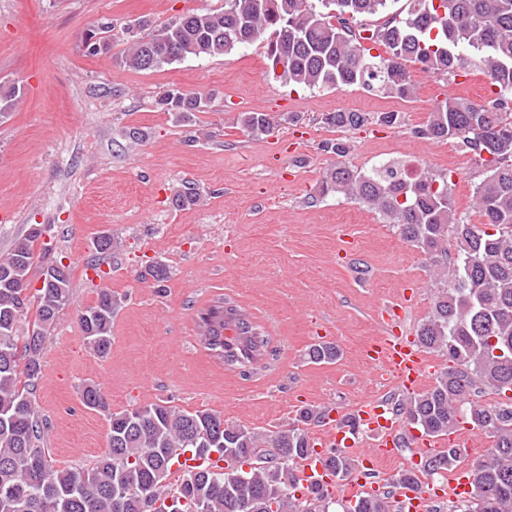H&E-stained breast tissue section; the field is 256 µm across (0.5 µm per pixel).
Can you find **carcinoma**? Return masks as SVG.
I'll list each match as a JSON object with an SVG mask.
<instances>
[{"mask_svg": "<svg viewBox=\"0 0 512 512\" xmlns=\"http://www.w3.org/2000/svg\"><path fill=\"white\" fill-rule=\"evenodd\" d=\"M335 6L323 13L310 0H224L221 11L192 12L137 39L120 64L135 70H157L189 57H216L256 40H275L286 56L273 78L309 89L360 85L389 97L408 99L415 93L409 68L458 74L472 67L487 76L494 96L483 103L450 97L414 131L435 142L454 140L486 168L475 187L482 222L458 216L448 191V178L429 171L407 172L395 162H381L362 172L343 161L347 142L330 139L321 149L338 162L327 169L320 193H335L378 212L403 240L416 246L443 284L434 294L429 316L416 330L428 351L448 356L454 366L430 389L392 403L395 415L430 436L458 430L463 420L491 439L484 458L467 471L468 498L450 512H512V0H409L405 17L392 15L365 36L352 22L388 9L390 0H319ZM111 27L89 31L101 50L110 48ZM468 46L474 60L459 52ZM378 54H372V51ZM19 99L15 85L0 86V115ZM164 112L188 117L205 112L210 100L171 86L157 100ZM367 118L360 112H330L324 124L356 128ZM256 138L274 135L280 118L267 112L237 117ZM201 201L192 184L173 198L180 210ZM493 231H488V227ZM39 234L28 232L0 259V512H336V496L328 486L298 474V465L319 455L335 480L348 478L352 460L339 449L317 453L307 426L329 418L330 410L301 408L293 423L271 435L248 429L207 410L194 413L150 404L122 412L110 410L95 384L81 390L83 404L107 416L108 446L92 465L71 469L49 466L44 448L45 426L32 396L42 372L48 336L60 312L71 302V270L49 264L42 287L31 288L30 269ZM455 243L452 262L448 242ZM120 297L110 288L78 314L85 340L103 357L112 348V318ZM228 300H219L198 315L207 327L204 347L223 362L246 367L255 348L253 337L268 343L240 307L236 320L225 317ZM33 316L27 334L18 321ZM313 363H334L336 345L309 347ZM507 396L481 404L484 390ZM265 448L282 455L261 457ZM190 452L206 459L216 454L224 466L185 469L170 482L174 457ZM464 448H444L423 456L419 464L390 476L394 484L421 489V477H445ZM346 512H405L383 492L361 496Z\"/></svg>", "mask_w": 512, "mask_h": 512, "instance_id": "1", "label": "carcinoma"}]
</instances>
